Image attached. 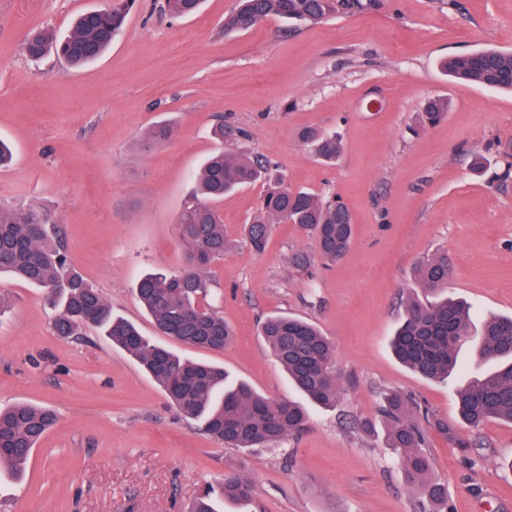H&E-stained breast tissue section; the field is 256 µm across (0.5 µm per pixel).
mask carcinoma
<instances>
[{
	"instance_id": "carcinoma-1",
	"label": "carcinoma",
	"mask_w": 512,
	"mask_h": 512,
	"mask_svg": "<svg viewBox=\"0 0 512 512\" xmlns=\"http://www.w3.org/2000/svg\"><path fill=\"white\" fill-rule=\"evenodd\" d=\"M135 0H112L99 9L81 12L71 31L59 37L49 27L33 31L24 50L38 61L53 51L73 67L98 60L120 34ZM203 0H163L172 17L197 13ZM364 0H238L224 19V33L252 29L269 17L318 22L338 11L361 10ZM457 81L501 91H512V52L486 49L460 54L444 62ZM448 102L428 101L423 121L434 123L446 116ZM173 127L161 124L142 141L149 149L167 140ZM302 143L320 160L332 162L341 152L334 136L316 130L301 133ZM269 181L262 206L246 225V241L256 252L265 249L275 224H296L316 237L318 255L326 263L341 260L352 243V217L331 198H318L288 187L257 156L217 150L195 176V201L178 218L177 230L186 245L187 268L178 274L148 273L137 286L139 301L157 329L182 344L203 350H222L232 340L224 317L202 302L210 288L206 270L224 258V216L216 203L240 186ZM0 273L47 290L49 304L58 311L54 329L63 337L83 335L87 327L103 335L128 355L163 388L172 404L201 424L216 441L231 448H267L304 431L307 408L294 400H272L243 382H234L218 365L190 361L167 346L143 336L129 321L112 315V307L95 286L69 262L62 238H53L48 217L33 208L0 207ZM419 281L436 291L448 288L451 268L441 254L417 268ZM261 334L288 382L304 398L321 407H334L341 394L335 368V344L313 324L288 315L267 319ZM474 343L478 356L492 368L470 379L458 390L459 422L477 429L496 419L512 423V317L487 321L481 332L471 329L469 307L445 297L437 302L411 298L402 321L390 340L395 357L415 374L428 380H446L457 367V348ZM420 408L398 392L384 396L377 417H365L358 426L366 432L382 428L388 447L398 455L405 482L421 484L434 503L447 504L445 487L428 480L431 460L426 434L418 421ZM56 414L48 406L16 402L0 408V468L15 477L25 472L31 453L54 425ZM448 442L463 453L480 442L458 433V427L432 421ZM251 481L236 471L207 483L188 512H219L222 504L250 501Z\"/></svg>"
}]
</instances>
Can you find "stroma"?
I'll use <instances>...</instances> for the list:
<instances>
[{
    "label": "stroma",
    "instance_id": "obj_1",
    "mask_svg": "<svg viewBox=\"0 0 512 512\" xmlns=\"http://www.w3.org/2000/svg\"><path fill=\"white\" fill-rule=\"evenodd\" d=\"M107 2L0 0V138L15 150L0 169V205L46 213L73 266L144 336L223 365L272 399L295 393L261 322L286 313L316 324L336 345L341 398L310 408L307 430L278 447H224L134 358L92 330L57 336L44 289L1 275L0 405L47 404L57 422L22 480L0 476V512H186L230 469L253 484L242 512H432L383 433L355 422L399 391L455 423L457 391L478 371L467 344L457 351L461 371L445 381L417 376L387 347L406 300L434 299L416 275L424 260L447 253L448 293L468 302L474 324L512 315V179L493 178L495 144L512 139V93L452 81L441 66L484 48L512 51V0H373L321 22L274 17L233 35L224 19L237 0H205L186 18L162 12L161 0H137L95 63L27 58L31 30L66 34L78 13ZM432 98L449 109L428 126L420 114ZM219 122L229 131L221 141L211 133ZM163 123L172 138L142 150ZM306 128L336 135L335 163L301 143ZM220 147L263 157L291 188L336 197L354 235L328 267L315 238L292 224L275 225L257 254L243 230L265 183L225 196L230 246L206 271V301L234 339L215 352L162 335L135 288L145 273L183 269L177 220L194 175ZM298 253L312 257L309 270L294 266ZM477 437L481 448L465 454L430 432V478L445 485L451 512H512V471L502 466L512 423L489 421Z\"/></svg>",
    "mask_w": 512,
    "mask_h": 512
}]
</instances>
